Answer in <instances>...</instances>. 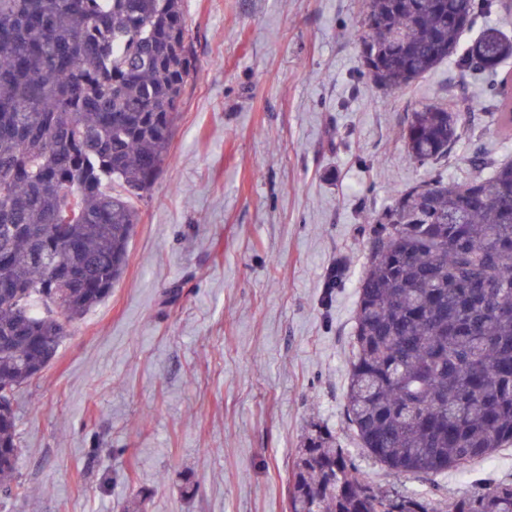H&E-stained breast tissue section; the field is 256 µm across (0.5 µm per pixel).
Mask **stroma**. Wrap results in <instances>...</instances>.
Masks as SVG:
<instances>
[{
    "label": "stroma",
    "instance_id": "obj_1",
    "mask_svg": "<svg viewBox=\"0 0 512 512\" xmlns=\"http://www.w3.org/2000/svg\"><path fill=\"white\" fill-rule=\"evenodd\" d=\"M193 77L121 278L15 400L26 488L5 512H287L292 462L327 425L371 483L453 499L512 479V447L434 482L367 456L344 415L364 217L426 179L412 110L491 101L448 61L408 87L360 74L364 0H183ZM449 156H512L491 113ZM346 265L339 288L323 277Z\"/></svg>",
    "mask_w": 512,
    "mask_h": 512
}]
</instances>
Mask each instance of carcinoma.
<instances>
[{
	"label": "carcinoma",
	"mask_w": 512,
	"mask_h": 512,
	"mask_svg": "<svg viewBox=\"0 0 512 512\" xmlns=\"http://www.w3.org/2000/svg\"><path fill=\"white\" fill-rule=\"evenodd\" d=\"M490 0H366L363 75L402 88L455 59L487 76L512 36ZM182 0H0V499L22 492L14 394L119 280L168 157L192 73ZM492 102L512 137L507 96ZM465 135L454 100L400 131L428 178L366 217L345 415L361 447L399 474L464 470L512 446V160L474 159L447 180ZM289 512H512V481L480 479L449 502L372 485L334 432L310 425ZM502 1L493 3L492 11L487 14H482L476 22V26L473 31L467 33L462 38V43L470 41L476 36L477 31L487 23H494L496 21L506 23L505 29L512 33V0H492ZM502 3V8L496 6V4Z\"/></svg>",
	"instance_id": "carcinoma-1"
}]
</instances>
